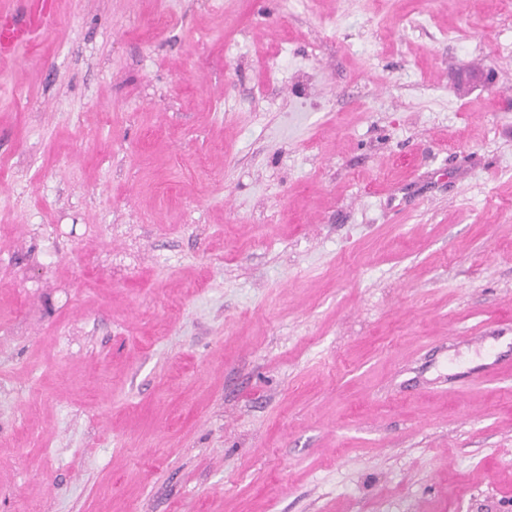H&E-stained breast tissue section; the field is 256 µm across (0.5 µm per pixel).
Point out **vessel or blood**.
I'll use <instances>...</instances> for the list:
<instances>
[{
    "label": "vessel or blood",
    "mask_w": 512,
    "mask_h": 512,
    "mask_svg": "<svg viewBox=\"0 0 512 512\" xmlns=\"http://www.w3.org/2000/svg\"><path fill=\"white\" fill-rule=\"evenodd\" d=\"M57 11L56 0H0V57L21 42L36 39Z\"/></svg>",
    "instance_id": "1"
}]
</instances>
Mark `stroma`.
Listing matches in <instances>:
<instances>
[{
    "mask_svg": "<svg viewBox=\"0 0 512 512\" xmlns=\"http://www.w3.org/2000/svg\"><path fill=\"white\" fill-rule=\"evenodd\" d=\"M0 61V512H512V0H58Z\"/></svg>",
    "mask_w": 512,
    "mask_h": 512,
    "instance_id": "stroma-1",
    "label": "stroma"
}]
</instances>
